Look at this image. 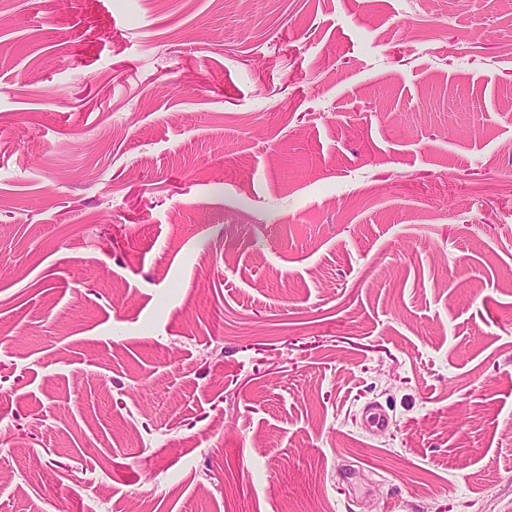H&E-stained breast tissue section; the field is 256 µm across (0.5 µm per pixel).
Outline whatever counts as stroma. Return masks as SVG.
I'll return each instance as SVG.
<instances>
[{"label":"stroma","instance_id":"obj_1","mask_svg":"<svg viewBox=\"0 0 512 512\" xmlns=\"http://www.w3.org/2000/svg\"><path fill=\"white\" fill-rule=\"evenodd\" d=\"M147 497L512 512V0H0V512Z\"/></svg>","mask_w":512,"mask_h":512}]
</instances>
